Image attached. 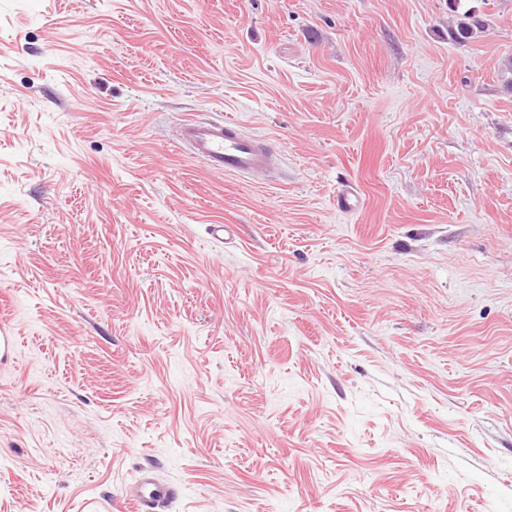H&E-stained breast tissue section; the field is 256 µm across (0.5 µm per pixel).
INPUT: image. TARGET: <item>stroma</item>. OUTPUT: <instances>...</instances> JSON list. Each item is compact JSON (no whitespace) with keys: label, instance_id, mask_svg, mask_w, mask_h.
<instances>
[{"label":"stroma","instance_id":"1","mask_svg":"<svg viewBox=\"0 0 512 512\" xmlns=\"http://www.w3.org/2000/svg\"><path fill=\"white\" fill-rule=\"evenodd\" d=\"M472 5L0 0V512L142 470L160 512H512V0ZM179 141L210 170L228 175L270 171L276 161L273 145L245 136L227 120H193L179 128Z\"/></svg>","mask_w":512,"mask_h":512}]
</instances>
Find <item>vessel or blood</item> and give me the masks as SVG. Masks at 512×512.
Returning <instances> with one entry per match:
<instances>
[{
	"label": "vessel or blood",
	"mask_w": 512,
	"mask_h": 512,
	"mask_svg": "<svg viewBox=\"0 0 512 512\" xmlns=\"http://www.w3.org/2000/svg\"><path fill=\"white\" fill-rule=\"evenodd\" d=\"M179 140L208 169L228 175L265 173L276 161L275 149L269 141L243 135L227 120L185 122L179 129ZM173 494L172 487L154 481L146 473L126 490V498L135 512H155Z\"/></svg>",
	"instance_id": "1"
}]
</instances>
